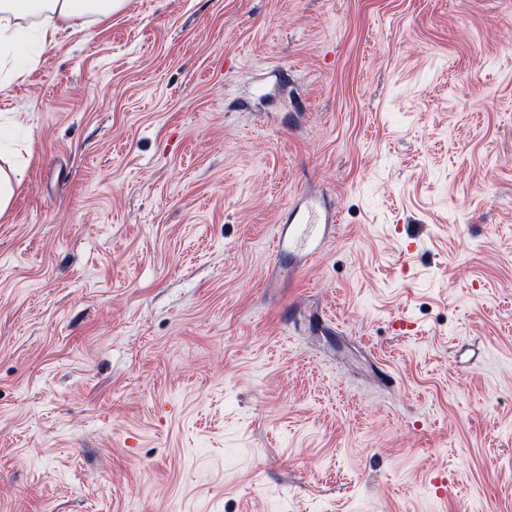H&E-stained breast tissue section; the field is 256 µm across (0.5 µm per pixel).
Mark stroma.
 Instances as JSON below:
<instances>
[{"instance_id":"obj_1","label":"stroma","mask_w":512,"mask_h":512,"mask_svg":"<svg viewBox=\"0 0 512 512\" xmlns=\"http://www.w3.org/2000/svg\"><path fill=\"white\" fill-rule=\"evenodd\" d=\"M21 63L0 512H512V0H126ZM288 223L293 224L288 227V232L274 239L273 249L280 252L284 249H291L298 243H304L311 238L312 230L323 224V234L319 245L308 252L309 258H315L321 251V244L325 237L332 230V225L336 223V214L327 208H323L321 203L315 198H307L301 204L292 203L289 206ZM287 223V224H288Z\"/></svg>"}]
</instances>
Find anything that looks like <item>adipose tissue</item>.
Returning a JSON list of instances; mask_svg holds the SVG:
<instances>
[{
    "instance_id": "adipose-tissue-1",
    "label": "adipose tissue",
    "mask_w": 512,
    "mask_h": 512,
    "mask_svg": "<svg viewBox=\"0 0 512 512\" xmlns=\"http://www.w3.org/2000/svg\"><path fill=\"white\" fill-rule=\"evenodd\" d=\"M124 0H0V89L21 72L14 65L20 40L36 33L40 43H54L61 31L91 17H106Z\"/></svg>"
}]
</instances>
